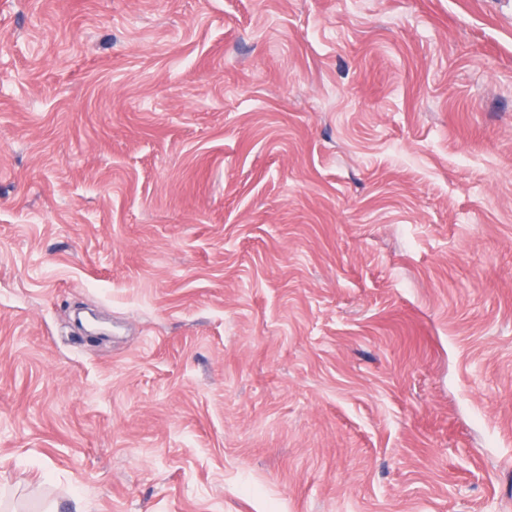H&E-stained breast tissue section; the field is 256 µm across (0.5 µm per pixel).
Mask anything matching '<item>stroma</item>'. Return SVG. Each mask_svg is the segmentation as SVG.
<instances>
[{
  "instance_id": "stroma-1",
  "label": "stroma",
  "mask_w": 512,
  "mask_h": 512,
  "mask_svg": "<svg viewBox=\"0 0 512 512\" xmlns=\"http://www.w3.org/2000/svg\"><path fill=\"white\" fill-rule=\"evenodd\" d=\"M0 512H512V0H0Z\"/></svg>"
}]
</instances>
